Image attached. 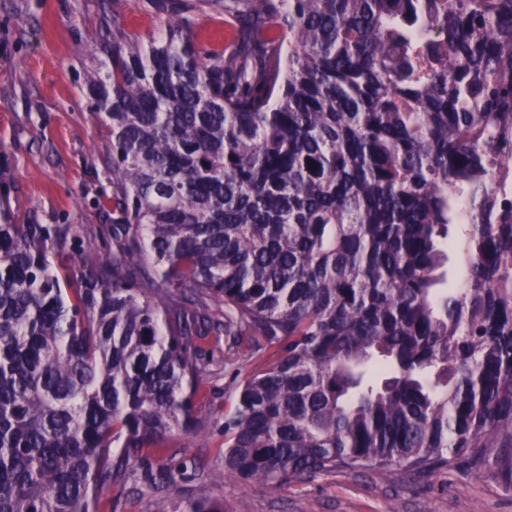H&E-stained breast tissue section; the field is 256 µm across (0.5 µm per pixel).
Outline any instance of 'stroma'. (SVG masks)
I'll list each match as a JSON object with an SVG mask.
<instances>
[{"instance_id": "stroma-1", "label": "stroma", "mask_w": 512, "mask_h": 512, "mask_svg": "<svg viewBox=\"0 0 512 512\" xmlns=\"http://www.w3.org/2000/svg\"><path fill=\"white\" fill-rule=\"evenodd\" d=\"M156 35L162 17L134 0H0V216L12 224H66L82 249L54 256L72 274L98 260L104 222L97 196L106 178L109 132L86 94L104 61L92 39L105 25ZM197 432L174 433L158 460L175 482L160 492L141 484L110 488L101 512H160L164 502L200 493L226 512H512V463L460 455L430 474L396 469L319 472L272 485L211 481L224 449V393L264 370L266 351L248 362L226 344L210 347Z\"/></svg>"}]
</instances>
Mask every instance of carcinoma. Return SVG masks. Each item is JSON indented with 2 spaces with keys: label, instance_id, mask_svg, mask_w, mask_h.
<instances>
[{
  "label": "carcinoma",
  "instance_id": "carcinoma-1",
  "mask_svg": "<svg viewBox=\"0 0 512 512\" xmlns=\"http://www.w3.org/2000/svg\"><path fill=\"white\" fill-rule=\"evenodd\" d=\"M94 41L111 136L99 261L0 221V512H100L198 429L222 336L223 469L436 471L512 448V0H145ZM232 28L201 50L195 17ZM463 277L441 289L450 228ZM168 512H224L208 497Z\"/></svg>",
  "mask_w": 512,
  "mask_h": 512
}]
</instances>
